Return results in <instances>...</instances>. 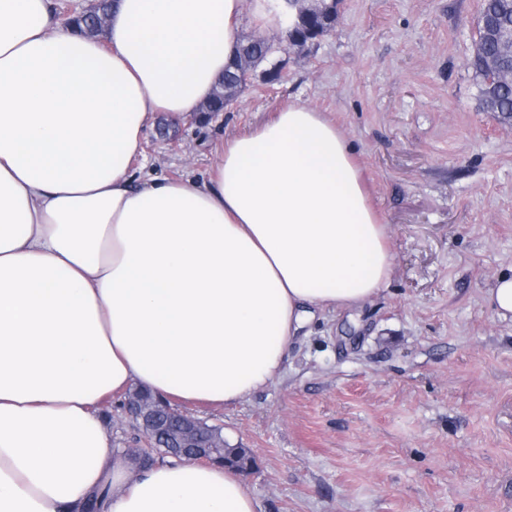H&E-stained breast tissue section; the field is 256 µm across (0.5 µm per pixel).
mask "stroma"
I'll list each match as a JSON object with an SVG mask.
<instances>
[{
	"instance_id": "stroma-1",
	"label": "stroma",
	"mask_w": 512,
	"mask_h": 512,
	"mask_svg": "<svg viewBox=\"0 0 512 512\" xmlns=\"http://www.w3.org/2000/svg\"><path fill=\"white\" fill-rule=\"evenodd\" d=\"M481 0H344L332 30L277 51L209 118L155 113L135 179H209L224 142L291 104L351 139L392 237L394 272L324 311L280 376L189 411L250 449L261 512H512V321L487 290L512 270V119L483 111L469 68ZM123 394L98 404L113 447H141Z\"/></svg>"
}]
</instances>
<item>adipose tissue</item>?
<instances>
[{"label": "adipose tissue", "mask_w": 512, "mask_h": 512, "mask_svg": "<svg viewBox=\"0 0 512 512\" xmlns=\"http://www.w3.org/2000/svg\"><path fill=\"white\" fill-rule=\"evenodd\" d=\"M248 0H116L103 38L0 0V512H260L239 471L112 453L95 405L137 386L238 404L318 310L394 254L349 137L296 105L228 138L211 179L133 182L152 113L205 101Z\"/></svg>", "instance_id": "1"}]
</instances>
